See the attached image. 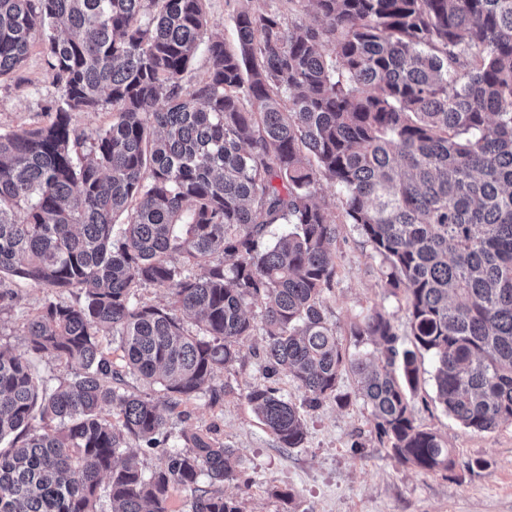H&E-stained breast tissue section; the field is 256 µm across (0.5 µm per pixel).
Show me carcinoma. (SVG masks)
I'll return each mask as SVG.
<instances>
[{"instance_id":"carcinoma-1","label":"carcinoma","mask_w":512,"mask_h":512,"mask_svg":"<svg viewBox=\"0 0 512 512\" xmlns=\"http://www.w3.org/2000/svg\"><path fill=\"white\" fill-rule=\"evenodd\" d=\"M289 3L237 10L231 47L208 34L204 0H0V78L40 35L59 92L49 123L0 132V274L47 289L26 350L0 346V512H169L178 486L190 512H243L224 497L235 449L207 433H181L145 474L130 441L173 434L123 385L159 384L171 412L219 399L253 302L267 371L292 376L310 408L343 402L350 371L402 464L454 465L411 413L420 351L460 424L512 422V0ZM202 44L210 67L187 91ZM108 105L112 123L77 152L72 113ZM322 180L403 294L414 349L377 311L351 330L371 355L347 354L328 324L338 225ZM275 224L288 230L268 242ZM147 285L172 306L135 303ZM29 354L63 365L54 391L39 392ZM246 399L281 447L303 444L295 404L268 387Z\"/></svg>"}]
</instances>
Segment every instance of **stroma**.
<instances>
[{
    "instance_id": "35a3bbf8",
    "label": "stroma",
    "mask_w": 512,
    "mask_h": 512,
    "mask_svg": "<svg viewBox=\"0 0 512 512\" xmlns=\"http://www.w3.org/2000/svg\"><path fill=\"white\" fill-rule=\"evenodd\" d=\"M254 12H287L288 0H206L208 28L226 43L236 35L232 17L240 7ZM47 45L35 38L21 68L0 79V131L31 129L49 119L48 107L57 95L45 63ZM320 195L329 219L338 224L333 246L336 274L322 301L326 317L348 353H357L351 327L378 311L393 324L403 342H410V325L402 295L384 286L385 270L356 226L342 221V191L321 181ZM12 294L0 302V341L16 351L26 349V326L45 301V291L16 277L0 282ZM261 334L243 339L236 362L219 373L224 387L219 401L202 396L183 405L182 416L171 417L172 432L202 431L235 448L240 478L224 487L245 512H285L276 490L296 496L301 512H512V424L478 432L464 427L435 399L434 365L421 359V378L413 401L418 425L448 441L455 465L427 471L400 464L387 445L379 442L370 409L358 393L351 372L342 373L336 392L345 404L327 400L315 410L302 407L303 393L287 374L267 377ZM255 386H270L300 405L306 439L297 448L280 447L275 436L257 419L246 400ZM474 459L481 469H468Z\"/></svg>"
}]
</instances>
